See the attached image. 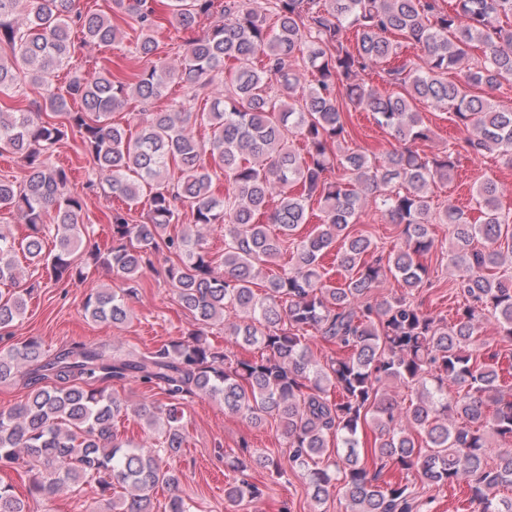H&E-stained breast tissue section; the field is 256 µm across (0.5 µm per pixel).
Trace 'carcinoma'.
Returning a JSON list of instances; mask_svg holds the SVG:
<instances>
[{"mask_svg": "<svg viewBox=\"0 0 512 512\" xmlns=\"http://www.w3.org/2000/svg\"><path fill=\"white\" fill-rule=\"evenodd\" d=\"M169 2L172 24L193 32L213 15L216 0ZM270 13L273 29L241 0H224L219 20L188 39L171 65L152 36L151 0H112L110 16L82 10L76 0H0V46L10 51L0 54V99L13 101L24 83H38L45 104L62 117L43 122L28 109L0 111V152L17 155L26 170L20 184L0 179V209L20 210L29 229L19 242L0 231V283L17 282L19 252L43 262L58 282L82 280L89 266H102L127 287L90 294L83 313L121 325L137 279L165 248L177 258L167 268L169 283L199 325L155 351L124 356L86 344L48 356L36 338L1 349L0 381L24 367L31 391L0 410V466L22 469L31 496L93 484L108 512H154L155 490L164 486L171 491L164 512H193L169 460L186 440L178 400L202 394L254 426L277 419L289 462L317 505L339 490L348 512H418L408 484L382 478L390 466L432 487L466 488L476 512H512V498L499 496L512 487V387L499 365L482 359L479 343L490 320L500 341L512 344V218L502 213L490 176L478 185L479 222L452 204L432 209L429 187L450 179L459 144L432 157L413 149L432 134L416 108L424 103L471 129L466 151L512 165V107L493 101L512 80V29L503 26L512 0H455L451 10L442 0H272ZM119 20L140 31L136 52L150 65L131 84L105 69L76 70L66 94L57 93L59 70L73 64V31L93 44L118 45ZM347 29L356 31L353 47ZM410 45L424 55L404 56ZM473 48L482 59L471 67ZM387 62L392 66L379 76L394 90L381 93L362 75ZM298 66L311 70L314 82H301ZM455 70L459 76L448 78ZM176 83L207 93L209 110L174 104L146 111L134 134L112 123L129 100L149 105ZM70 100L81 107L71 109ZM353 111L371 113L398 147L380 159L359 149L336 154L335 144L350 137ZM196 125L208 129L206 138L191 132ZM70 131L122 202L112 212L111 245L84 257L76 256L83 198L66 190L65 169L46 163ZM335 166L344 177L331 180L326 174ZM221 179L224 192L217 193L213 182ZM369 196L402 226V245L386 262L374 256L370 235L351 229ZM312 201L320 222L301 236ZM182 206L197 231L166 234ZM140 207L147 220L134 224L130 212ZM212 224L224 225L221 276L200 233ZM434 224L450 226L448 265L464 298L451 323L413 299L427 280L420 258L435 247ZM51 233L54 251L46 254ZM338 240L334 262L343 279L334 281L323 259ZM288 245L291 267L257 295L252 285L261 267ZM389 274L406 292L371 299ZM32 291L0 293V332L22 317ZM216 324L261 356L232 359L213 347L204 329ZM312 332L342 355L319 363ZM128 375L160 388L169 403L131 408L96 386ZM395 383L415 391L405 406L389 393ZM130 411L161 431L159 447L121 438L117 423ZM368 422L377 432L371 470L359 438ZM234 468L241 478L224 488L232 505L262 494L248 472L282 474L279 460L264 453L250 452ZM0 512H28L11 484L0 482Z\"/></svg>", "mask_w": 512, "mask_h": 512, "instance_id": "1", "label": "carcinoma"}]
</instances>
